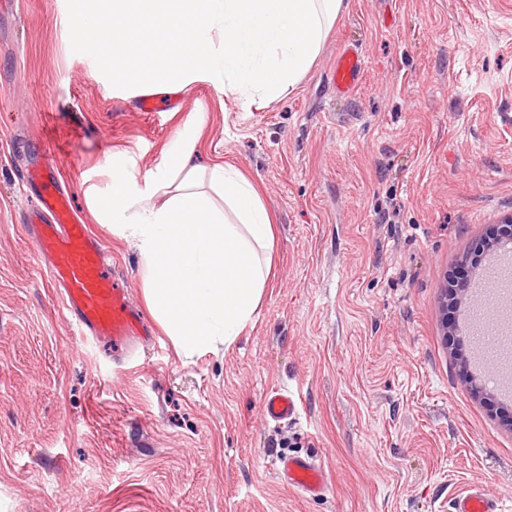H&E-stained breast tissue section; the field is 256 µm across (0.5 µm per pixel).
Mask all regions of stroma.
Returning a JSON list of instances; mask_svg holds the SVG:
<instances>
[{
    "instance_id": "stroma-1",
    "label": "stroma",
    "mask_w": 512,
    "mask_h": 512,
    "mask_svg": "<svg viewBox=\"0 0 512 512\" xmlns=\"http://www.w3.org/2000/svg\"><path fill=\"white\" fill-rule=\"evenodd\" d=\"M344 42L366 65L350 97L332 83ZM140 96L72 51L66 0L0 14V512H448L474 483L512 512V397L462 380L500 365L442 335L479 299L440 306L512 217V0H347L285 98L246 109L197 81L150 115ZM45 123L75 139L65 186L140 308L138 252L91 211L113 154L145 181L191 123L196 165L255 182L273 268L234 342L186 358L162 333L127 365L81 344L22 226ZM280 388L300 395L298 421L264 418ZM288 455L321 463L323 497L282 484L272 463Z\"/></svg>"
}]
</instances>
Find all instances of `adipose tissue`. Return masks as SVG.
I'll list each match as a JSON object with an SVG mask.
<instances>
[{"mask_svg": "<svg viewBox=\"0 0 512 512\" xmlns=\"http://www.w3.org/2000/svg\"><path fill=\"white\" fill-rule=\"evenodd\" d=\"M197 146V136L181 138L143 184L113 164L97 209L139 253L149 311L183 355L239 336L268 284L274 241L253 183L227 162L191 165Z\"/></svg>", "mask_w": 512, "mask_h": 512, "instance_id": "obj_1", "label": "adipose tissue"}]
</instances>
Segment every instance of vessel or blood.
Returning a JSON list of instances; mask_svg holds the SVG:
<instances>
[{"label":"vessel or blood","mask_w":512,"mask_h":512,"mask_svg":"<svg viewBox=\"0 0 512 512\" xmlns=\"http://www.w3.org/2000/svg\"><path fill=\"white\" fill-rule=\"evenodd\" d=\"M364 70L361 49L342 45L333 67L337 94L356 92ZM42 153L43 166L27 177L36 193L24 226L36 243L40 270L59 289L63 308L82 339L131 348L148 333L144 318L130 302L125 277L106 264L102 242L90 225L77 219L71 196L58 178L51 139H43ZM262 411L267 420L290 423L300 416V400L292 391L276 390L266 395ZM276 469L290 489L305 497H320L327 488L325 471L311 457L282 458ZM451 512H501V508L498 500L474 484L453 497Z\"/></svg>","instance_id":"1"}]
</instances>
